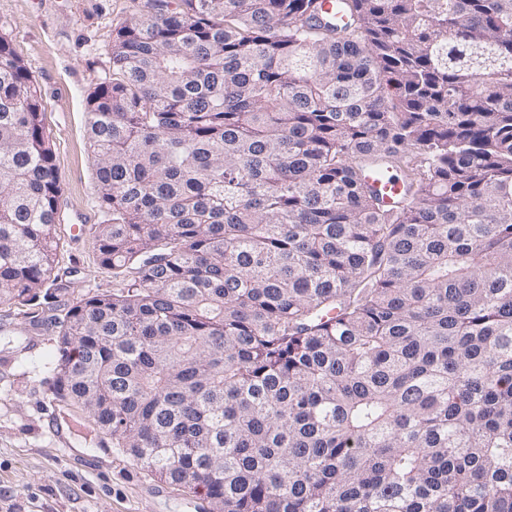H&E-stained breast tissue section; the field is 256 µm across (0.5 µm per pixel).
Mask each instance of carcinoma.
<instances>
[{"mask_svg":"<svg viewBox=\"0 0 512 512\" xmlns=\"http://www.w3.org/2000/svg\"><path fill=\"white\" fill-rule=\"evenodd\" d=\"M142 0L89 95L100 264L0 35V304L209 512H512V0ZM372 168L405 186L392 206Z\"/></svg>","mask_w":512,"mask_h":512,"instance_id":"obj_1","label":"carcinoma"}]
</instances>
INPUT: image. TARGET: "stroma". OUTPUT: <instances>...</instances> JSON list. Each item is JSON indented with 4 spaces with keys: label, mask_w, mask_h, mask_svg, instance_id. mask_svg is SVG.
<instances>
[{
    "label": "stroma",
    "mask_w": 512,
    "mask_h": 512,
    "mask_svg": "<svg viewBox=\"0 0 512 512\" xmlns=\"http://www.w3.org/2000/svg\"><path fill=\"white\" fill-rule=\"evenodd\" d=\"M140 0H0V35L32 67L61 182L55 275L69 298L115 288L80 219L99 224L87 143V97L112 72L116 31L137 17ZM51 325L33 327L0 305V512H206L188 489L160 480L128 451L85 441L78 410L52 403L57 348ZM55 416L68 436L55 444Z\"/></svg>",
    "instance_id": "stroma-1"
}]
</instances>
